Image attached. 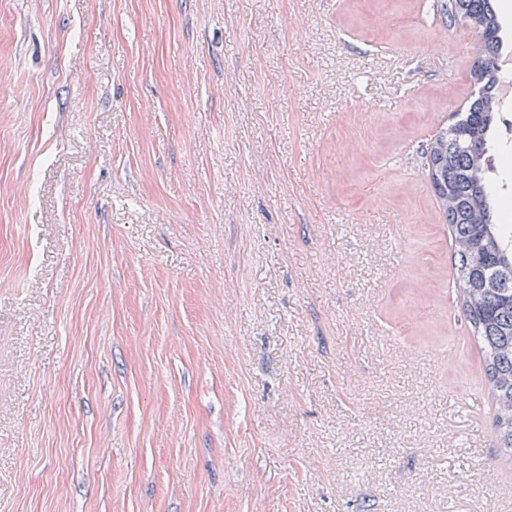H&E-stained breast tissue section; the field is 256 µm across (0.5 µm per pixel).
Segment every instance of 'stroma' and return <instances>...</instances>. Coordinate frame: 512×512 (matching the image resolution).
I'll use <instances>...</instances> for the list:
<instances>
[{
    "mask_svg": "<svg viewBox=\"0 0 512 512\" xmlns=\"http://www.w3.org/2000/svg\"><path fill=\"white\" fill-rule=\"evenodd\" d=\"M432 2L0 0V512H512Z\"/></svg>",
    "mask_w": 512,
    "mask_h": 512,
    "instance_id": "1",
    "label": "stroma"
}]
</instances>
